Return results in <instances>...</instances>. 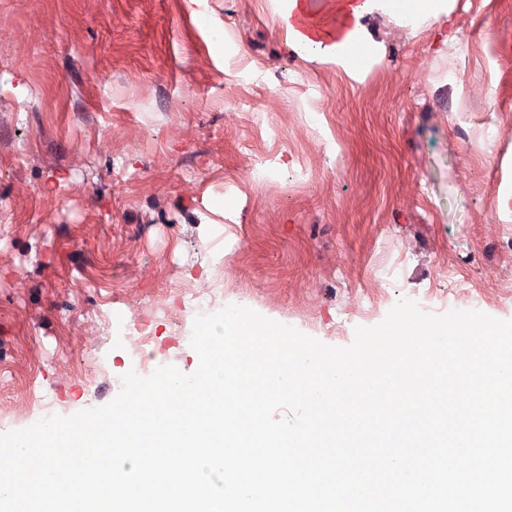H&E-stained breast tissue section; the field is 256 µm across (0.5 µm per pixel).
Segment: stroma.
Returning <instances> with one entry per match:
<instances>
[{
    "instance_id": "obj_1",
    "label": "stroma",
    "mask_w": 512,
    "mask_h": 512,
    "mask_svg": "<svg viewBox=\"0 0 512 512\" xmlns=\"http://www.w3.org/2000/svg\"><path fill=\"white\" fill-rule=\"evenodd\" d=\"M287 9L0 0V433L109 403L153 302L191 373L181 288L337 347L402 298L512 320V0L371 6L362 64Z\"/></svg>"
}]
</instances>
